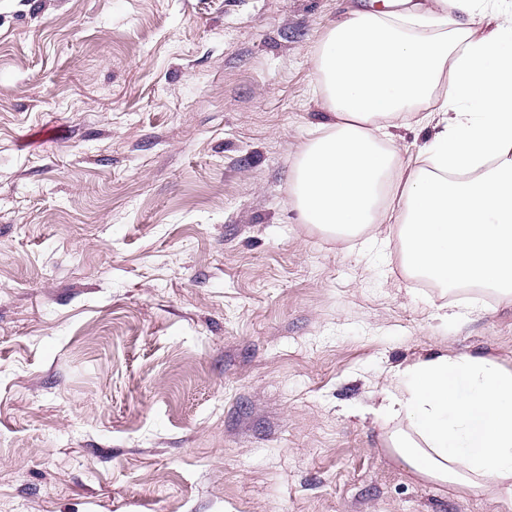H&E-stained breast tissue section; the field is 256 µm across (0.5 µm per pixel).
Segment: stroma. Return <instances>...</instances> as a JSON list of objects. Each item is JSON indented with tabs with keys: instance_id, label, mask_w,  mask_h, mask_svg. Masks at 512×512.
I'll return each mask as SVG.
<instances>
[{
	"instance_id": "35a3bbf8",
	"label": "stroma",
	"mask_w": 512,
	"mask_h": 512,
	"mask_svg": "<svg viewBox=\"0 0 512 512\" xmlns=\"http://www.w3.org/2000/svg\"><path fill=\"white\" fill-rule=\"evenodd\" d=\"M352 2L0 0V512H512L378 411L420 357L512 369V298L444 320L290 204Z\"/></svg>"
}]
</instances>
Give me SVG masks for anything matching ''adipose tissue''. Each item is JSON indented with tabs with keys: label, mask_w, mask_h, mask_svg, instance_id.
Returning <instances> with one entry per match:
<instances>
[{
	"label": "adipose tissue",
	"mask_w": 512,
	"mask_h": 512,
	"mask_svg": "<svg viewBox=\"0 0 512 512\" xmlns=\"http://www.w3.org/2000/svg\"><path fill=\"white\" fill-rule=\"evenodd\" d=\"M351 5L312 60L324 123L290 188L303 223L377 240L395 223L405 274L512 297V20L493 0ZM437 124L414 155L396 132ZM385 409L412 429L389 445L407 471L512 493V370L490 357L420 358Z\"/></svg>",
	"instance_id": "1"
}]
</instances>
